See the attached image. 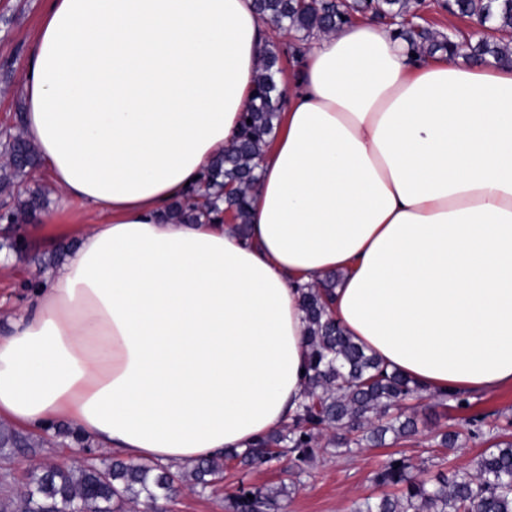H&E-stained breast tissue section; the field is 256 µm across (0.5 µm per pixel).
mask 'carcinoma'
I'll list each match as a JSON object with an SVG mask.
<instances>
[{"label":"carcinoma","instance_id":"obj_1","mask_svg":"<svg viewBox=\"0 0 512 512\" xmlns=\"http://www.w3.org/2000/svg\"><path fill=\"white\" fill-rule=\"evenodd\" d=\"M424 0H254L257 14L272 28L292 36L287 47L267 44L260 57L259 73L251 103L240 116L239 131L232 144L217 156L200 179V187L173 203L168 218L181 224H203L232 215L236 232L244 236L249 225L250 192L259 178L264 147L276 133L283 101L278 78L283 74V56L297 60L303 45L319 35L335 32L358 14L387 20L410 49L427 55L438 52L452 60L458 55L448 34L419 23ZM462 19L491 30L468 46L467 58L512 65V0H449L440 5ZM5 162L0 166V192L11 200L0 221L15 224L48 204V191L37 187L13 193L15 181L37 163L35 147L24 132L7 133L0 142ZM338 275L325 276L302 293L301 308L307 325L309 374L301 410L280 430L237 452L228 450L219 458H207L191 466L150 461L133 462L102 457L79 466L45 465L35 468L26 483L22 512H73L79 506L88 512H126L130 505L145 503L151 512L158 502L174 498L189 487L205 491L224 477V468L235 461L242 469L291 456L301 465L308 462L326 433L330 444L350 452L352 448L386 445L415 435L417 422L408 411L420 400L458 395L429 394L411 379L388 370L374 355L347 336L328 310V300ZM3 441L18 448H38L42 439L17 432L0 433ZM408 458L393 453L375 473V484L386 490L377 497L356 503L354 512H512V440L492 443L468 467H456L434 476L419 477ZM290 486L276 488L244 486L227 497L225 512H273Z\"/></svg>","mask_w":512,"mask_h":512}]
</instances>
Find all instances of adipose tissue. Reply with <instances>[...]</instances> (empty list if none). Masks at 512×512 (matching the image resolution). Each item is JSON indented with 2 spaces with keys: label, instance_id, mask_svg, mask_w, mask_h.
<instances>
[{
  "label": "adipose tissue",
  "instance_id": "1",
  "mask_svg": "<svg viewBox=\"0 0 512 512\" xmlns=\"http://www.w3.org/2000/svg\"><path fill=\"white\" fill-rule=\"evenodd\" d=\"M273 31L253 0H45L24 132L99 224L0 328V419L193 464L291 422L304 285L427 393L512 387V67L364 19L306 45L247 236L171 204L234 138Z\"/></svg>",
  "mask_w": 512,
  "mask_h": 512
}]
</instances>
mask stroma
<instances>
[{"label":"stroma","instance_id":"1","mask_svg":"<svg viewBox=\"0 0 512 512\" xmlns=\"http://www.w3.org/2000/svg\"><path fill=\"white\" fill-rule=\"evenodd\" d=\"M43 11L44 0H0V133L16 130L22 124V71ZM94 221V216L76 205L69 213L59 214L58 204L53 201L36 218L22 222L24 245L0 266L1 323L24 310L32 288L44 273L59 267L76 247L73 224ZM470 403L467 410L448 400L420 411L417 434L393 450L416 465L430 458L451 467L468 466L483 451V443L469 441L459 448L445 449L436 446L435 435L441 430L467 432L469 419L476 414L483 416L485 427L512 436L511 387L473 397ZM75 434V427L61 419L36 430V437L44 441L36 451L0 447V503L9 504V512H18L20 492L34 467L83 462L85 443ZM393 450L366 448L352 456H340L333 448H319L314 461L301 471L289 459L248 471L231 466L221 487L204 493L183 490L161 508L163 512H224L226 496L239 484L275 487L285 482L293 484L294 490L278 512H352L357 501L376 493L374 472Z\"/></svg>","mask_w":512,"mask_h":512}]
</instances>
